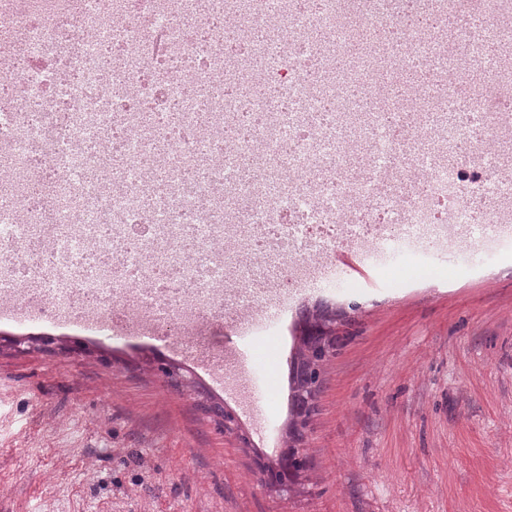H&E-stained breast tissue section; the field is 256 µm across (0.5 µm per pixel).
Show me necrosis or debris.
Segmentation results:
<instances>
[{"mask_svg":"<svg viewBox=\"0 0 512 512\" xmlns=\"http://www.w3.org/2000/svg\"><path fill=\"white\" fill-rule=\"evenodd\" d=\"M451 17L460 44L474 22L512 44V0H0V297L164 335L262 309L332 245L413 257L512 229V64L447 70L420 121L375 118L413 109L378 76L421 68ZM351 42L376 112L336 87Z\"/></svg>","mask_w":512,"mask_h":512,"instance_id":"necrosis-or-debris-1","label":"necrosis or debris"}]
</instances>
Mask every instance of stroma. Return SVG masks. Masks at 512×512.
<instances>
[{
	"label": "stroma",
	"instance_id": "stroma-1",
	"mask_svg": "<svg viewBox=\"0 0 512 512\" xmlns=\"http://www.w3.org/2000/svg\"><path fill=\"white\" fill-rule=\"evenodd\" d=\"M457 270L374 268L376 288L335 279L285 298L255 340L232 311L166 340L47 322L0 336H48L47 349L0 347V512H512V241L481 237ZM335 312L287 494L260 480L287 434L288 372L301 307ZM240 339L264 405L232 360L217 375L188 351ZM177 367L170 385L163 368ZM231 411L224 432L205 400Z\"/></svg>",
	"mask_w": 512,
	"mask_h": 512
}]
</instances>
